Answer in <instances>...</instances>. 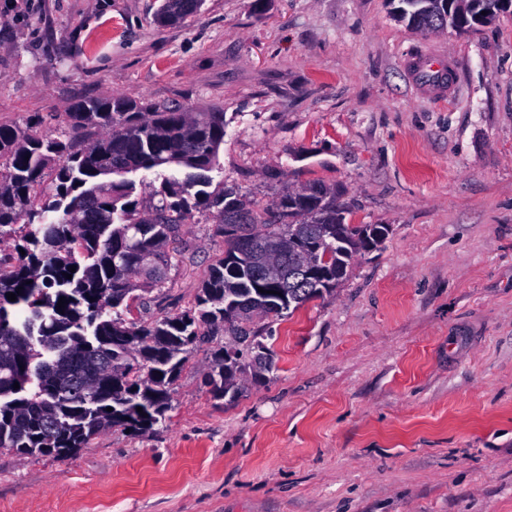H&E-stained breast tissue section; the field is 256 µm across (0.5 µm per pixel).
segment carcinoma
Returning <instances> with one entry per match:
<instances>
[{
  "mask_svg": "<svg viewBox=\"0 0 512 512\" xmlns=\"http://www.w3.org/2000/svg\"><path fill=\"white\" fill-rule=\"evenodd\" d=\"M399 2L400 18L427 33L512 9V0ZM201 6L163 0L158 20L177 24ZM223 144L220 111L118 96L76 102L50 136L0 124V448L67 457L115 428L154 429L187 356L224 332L239 357L215 350L202 383L215 398L235 397L249 353L263 345L254 318L333 292L356 256L383 244L386 225L345 223L336 189L318 183L286 187L258 208L234 185L205 190ZM170 165L188 172L177 179ZM126 170L161 179L147 209L131 199L133 182L97 181ZM191 219L217 225L225 245L194 305L148 325L127 320L135 291L165 286ZM258 288L269 290L261 309L250 306Z\"/></svg>",
  "mask_w": 512,
  "mask_h": 512,
  "instance_id": "obj_1",
  "label": "carcinoma"
}]
</instances>
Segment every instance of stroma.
<instances>
[{"label":"stroma","mask_w":512,"mask_h":512,"mask_svg":"<svg viewBox=\"0 0 512 512\" xmlns=\"http://www.w3.org/2000/svg\"><path fill=\"white\" fill-rule=\"evenodd\" d=\"M161 4L0 0V124L49 135L112 95L217 109L211 188L339 186L348 223L389 234L267 319L273 365L236 398L203 386L206 344L157 430L0 448V512H512V13L422 34L398 0H203L170 27ZM182 236L128 320L192 307L224 239Z\"/></svg>","instance_id":"stroma-1"}]
</instances>
